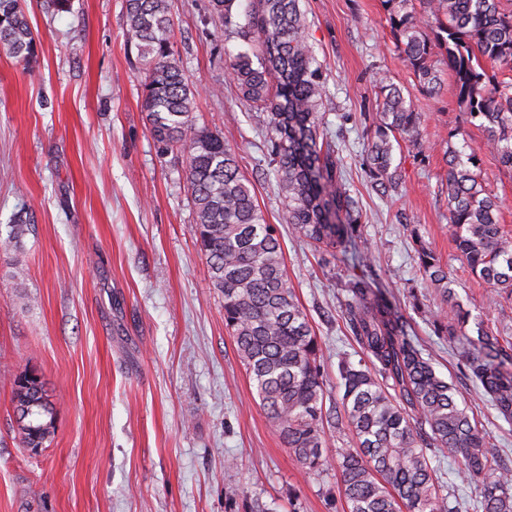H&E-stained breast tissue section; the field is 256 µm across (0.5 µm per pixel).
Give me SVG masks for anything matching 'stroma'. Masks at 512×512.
Listing matches in <instances>:
<instances>
[{"label": "stroma", "mask_w": 512, "mask_h": 512, "mask_svg": "<svg viewBox=\"0 0 512 512\" xmlns=\"http://www.w3.org/2000/svg\"><path fill=\"white\" fill-rule=\"evenodd\" d=\"M325 68L327 132L359 202L365 261L407 319L436 372L453 385L512 468V423L499 418L450 342L447 307L418 270L425 242L446 265L473 319L512 342V299L489 302L448 228V147L477 151V170L512 229V173L466 123L452 85L419 89L394 46L382 0H305ZM173 47L198 88L193 116L234 149L268 223L278 225L296 296L323 346L325 405L338 362L359 361L343 320L332 256L281 224L263 116L225 77L239 49L212 0H171ZM38 51L30 65L0 52V235L33 222L17 256L0 254V512H343L335 467L302 470L260 408L224 325L192 226L177 152L163 151L143 106L141 64L125 41V0H27ZM386 71L424 115L422 149L401 143L402 194L373 190L362 170L366 131ZM21 259L23 278H14ZM38 374L55 404L41 448L19 442L16 375ZM443 494L472 502L480 481L428 450Z\"/></svg>", "instance_id": "35a3bbf8"}]
</instances>
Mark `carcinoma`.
I'll return each mask as SVG.
<instances>
[{
    "instance_id": "1",
    "label": "carcinoma",
    "mask_w": 512,
    "mask_h": 512,
    "mask_svg": "<svg viewBox=\"0 0 512 512\" xmlns=\"http://www.w3.org/2000/svg\"><path fill=\"white\" fill-rule=\"evenodd\" d=\"M302 0H213L224 29L242 42L227 65L239 98L264 116L283 220L316 249L336 258L345 276L344 318L362 358L338 364L341 405L357 447L336 450L339 489L347 512H450L448 496L426 449L450 453L467 477L481 479V512H512V468L455 399L451 384L423 357L407 322L356 254L361 239L355 202L342 188L344 166L321 139L328 84L318 61ZM396 48L421 90L441 88L438 62L448 64L468 120L479 121L486 146L512 172V82L492 69L512 68V11L501 0H382ZM169 0H126L127 46L136 50L143 104L156 140L179 151L195 213L194 232L214 288L224 297V323L259 404L296 462L324 470L323 347L288 276L272 225L224 137L195 123L196 89L173 50ZM0 49L19 62L36 54L24 0H0ZM382 100L363 159L369 182L383 191L400 181L394 145L421 147L424 118L385 74L375 80ZM476 151L462 160L448 146V226L467 267L494 297L512 298V234L488 193ZM420 271L455 311L448 336L474 347L466 367L499 415L512 420V346L476 327L456 300L445 268L420 243ZM17 432L26 448L54 434L55 414L42 380H14Z\"/></svg>"
}]
</instances>
